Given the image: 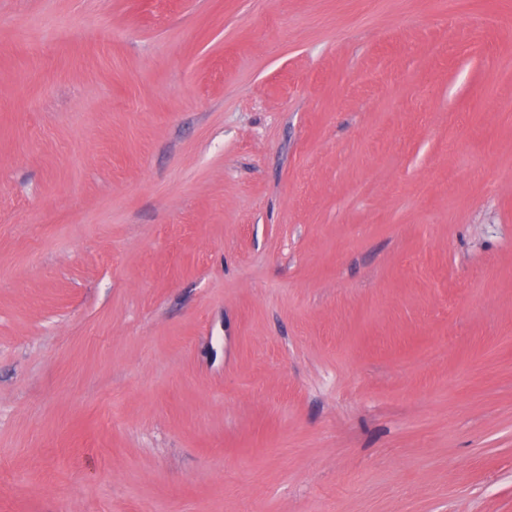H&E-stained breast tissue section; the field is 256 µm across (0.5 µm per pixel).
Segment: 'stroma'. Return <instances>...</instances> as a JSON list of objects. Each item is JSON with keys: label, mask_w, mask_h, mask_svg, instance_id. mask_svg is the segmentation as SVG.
I'll return each instance as SVG.
<instances>
[{"label": "stroma", "mask_w": 512, "mask_h": 512, "mask_svg": "<svg viewBox=\"0 0 512 512\" xmlns=\"http://www.w3.org/2000/svg\"><path fill=\"white\" fill-rule=\"evenodd\" d=\"M512 0H0V512H512Z\"/></svg>", "instance_id": "35a3bbf8"}]
</instances>
